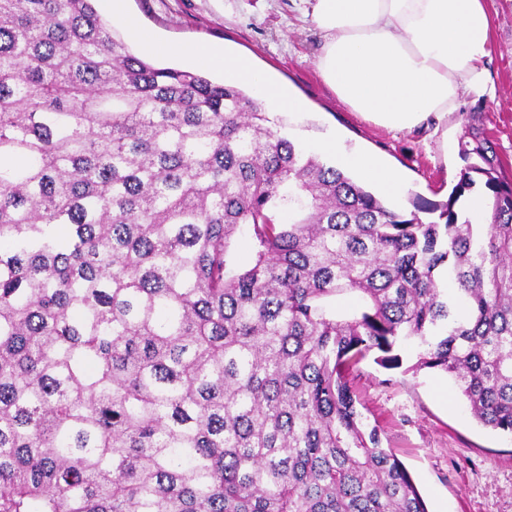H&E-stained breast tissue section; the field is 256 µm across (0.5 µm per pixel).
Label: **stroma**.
I'll use <instances>...</instances> for the list:
<instances>
[{
	"label": "stroma",
	"mask_w": 512,
	"mask_h": 512,
	"mask_svg": "<svg viewBox=\"0 0 512 512\" xmlns=\"http://www.w3.org/2000/svg\"><path fill=\"white\" fill-rule=\"evenodd\" d=\"M124 11L162 40L207 43L249 55L304 103L281 118L302 146L337 133L345 150L371 153L404 177L393 205L411 195L447 200L483 146L512 182V0L490 5L493 48L487 63L497 94L467 97L439 123L392 132L341 103L316 67L323 38L306 0H124ZM360 409L380 426L413 476L429 512H512V439L469 416L447 375L387 370L366 357L353 381Z\"/></svg>",
	"instance_id": "stroma-1"
}]
</instances>
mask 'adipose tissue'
Masks as SVG:
<instances>
[{
    "label": "adipose tissue",
    "instance_id": "1",
    "mask_svg": "<svg viewBox=\"0 0 512 512\" xmlns=\"http://www.w3.org/2000/svg\"><path fill=\"white\" fill-rule=\"evenodd\" d=\"M323 33L317 68L352 111L396 132L442 121L462 97H495L483 62L492 51L488 0H313ZM181 54L252 83L272 113L301 102L273 84L243 55L205 44Z\"/></svg>",
    "mask_w": 512,
    "mask_h": 512
}]
</instances>
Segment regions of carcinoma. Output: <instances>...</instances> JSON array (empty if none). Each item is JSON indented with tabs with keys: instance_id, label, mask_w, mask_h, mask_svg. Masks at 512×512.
<instances>
[{
	"instance_id": "obj_1",
	"label": "carcinoma",
	"mask_w": 512,
	"mask_h": 512,
	"mask_svg": "<svg viewBox=\"0 0 512 512\" xmlns=\"http://www.w3.org/2000/svg\"><path fill=\"white\" fill-rule=\"evenodd\" d=\"M94 2L0 0V512H428L353 373L512 437V183L391 206ZM129 43H130L129 45H130V48L133 53H135L136 55H138L140 57H144V58L148 59L149 61H151L152 63H154L160 67H173V68H177L180 70H186V71L202 70V69H199V68L189 64L188 62H186L183 59L175 58V57L159 56L154 53H151V52L141 49L140 47L131 43L130 41H129ZM202 71H204L213 81H216V82H222L224 80V78L226 80H230V79L226 78L224 76V73L220 70L205 69Z\"/></svg>"
}]
</instances>
